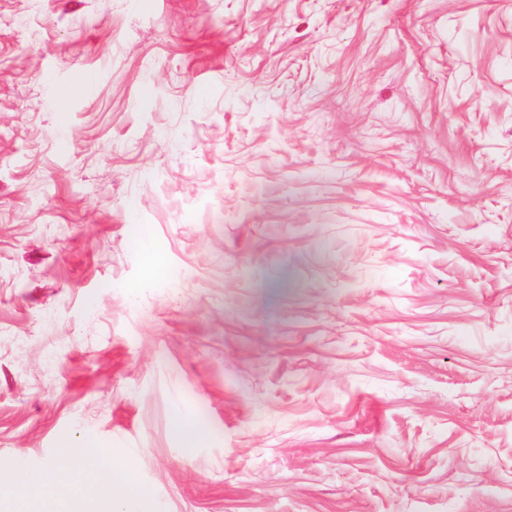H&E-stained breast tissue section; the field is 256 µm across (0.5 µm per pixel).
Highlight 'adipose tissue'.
<instances>
[{
  "mask_svg": "<svg viewBox=\"0 0 512 512\" xmlns=\"http://www.w3.org/2000/svg\"><path fill=\"white\" fill-rule=\"evenodd\" d=\"M70 464L0 475V512H134L147 496L123 455L85 440L65 448Z\"/></svg>",
  "mask_w": 512,
  "mask_h": 512,
  "instance_id": "ef3b65f1",
  "label": "adipose tissue"
}]
</instances>
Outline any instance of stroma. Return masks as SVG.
<instances>
[{
  "label": "stroma",
  "mask_w": 512,
  "mask_h": 512,
  "mask_svg": "<svg viewBox=\"0 0 512 512\" xmlns=\"http://www.w3.org/2000/svg\"><path fill=\"white\" fill-rule=\"evenodd\" d=\"M88 438L138 512H512V0H0V464ZM173 425L182 439L185 452H191L203 433L202 426L179 408L174 412Z\"/></svg>",
  "instance_id": "obj_1"
}]
</instances>
